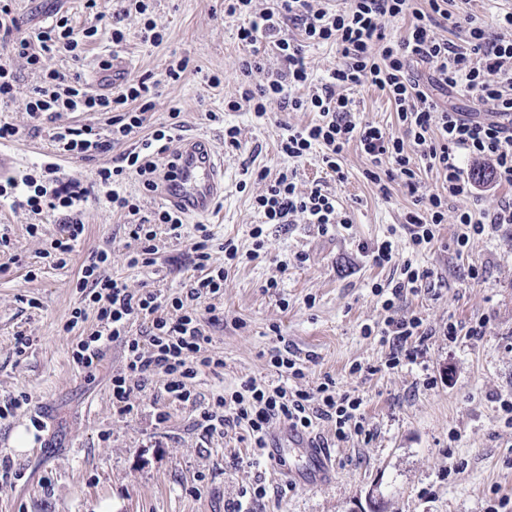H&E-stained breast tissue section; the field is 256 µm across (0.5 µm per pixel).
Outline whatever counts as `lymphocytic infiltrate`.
I'll return each instance as SVG.
<instances>
[{"mask_svg": "<svg viewBox=\"0 0 512 512\" xmlns=\"http://www.w3.org/2000/svg\"><path fill=\"white\" fill-rule=\"evenodd\" d=\"M95 9L94 25L78 29L68 16L39 31L35 38H17L14 0H0V103L9 101L16 92L18 75L14 60H23L26 67L40 76L39 85L31 91L27 110L37 120L54 121L62 112H108L112 126L109 140H102L93 126L67 128L54 132L57 150L68 157L85 158L118 144L132 135H140L139 146L120 153L112 167L97 171L100 183L108 185V203L113 212L130 217V235L141 247L129 260L130 265H153L156 250L155 225H166L173 238H181L184 222L173 211L161 209L144 217L133 198L121 188L126 177L138 179L144 190L157 189L155 179L157 156L165 154L181 127L178 112H171L166 128L147 131L148 98L153 91L146 80H125L115 91L95 94L88 90L80 74L56 68V55L68 54L73 62L82 59L83 47L93 38L100 21H108L113 43L125 39V20L131 13L144 15L143 41L157 45L163 34L154 20L148 19L146 0H117L114 7L98 8L97 0H88ZM227 15L243 16L238 29L240 41L252 46L249 57L242 60L243 81L240 97L228 101V111H238L242 104L252 107L256 118L268 115L270 104L284 112L309 111L317 119L303 127L284 125L278 142L279 153L301 160L321 151L322 162L337 179H344L340 158L347 145L358 143L372 165L368 176L380 193H387L389 182L401 181L413 198V207L405 215L413 250L426 249L447 216H454L458 232L454 242L457 252H464L476 239L505 224H512V199L502 200L493 209L474 210L465 206V199L474 196L477 182L465 159L488 165L496 185L512 186V96L502 87L512 84V40L488 33L484 26L469 23L465 45L440 38L436 30L452 18L448 0H428L427 9L413 7L412 0H351L349 7L330 12L315 7L313 0H278L275 9L254 12L252 0H224ZM412 14L414 23L400 39L388 38L385 22L403 14ZM302 31V42L288 36L289 27ZM266 42L278 51L282 66L267 71L266 59L255 46ZM333 44L344 62L323 78L310 97L293 95L292 89L306 85L310 73L305 62L304 43ZM433 65L435 84L442 89H463L472 98L489 105L485 116L445 108L432 97L425 86L412 76V63ZM266 73L264 82L254 84L253 73ZM368 83L384 91L394 105L404 136H396L376 122L353 121L352 102L344 88ZM413 140L416 152H408L406 140ZM389 161L390 169L379 174L378 166ZM436 171L440 188L426 194L420 190L421 170ZM23 204L33 215L46 212L65 214L63 235L53 240L54 257L64 258L72 252L75 242L85 231L82 221L71 218L70 211L81 193L77 184L60 183L47 186L24 179ZM456 210H449V202ZM254 207L263 224L253 228V238H260L266 224H284L295 215L316 225L319 232H328L336 222V199L323 183H313L306 192H299L295 176L281 173L274 183L255 197ZM106 252L89 253L81 268L77 286L85 292L88 306L77 309L74 320L95 315L99 331L80 337L72 351L74 363L93 371L99 366L105 347L120 343L124 350V367L112 378V400L120 414L134 410L130 402L133 393L143 391L150 376L165 378L164 390L171 398L184 404L198 405L192 384L205 372H217L224 360L212 350L193 303L218 295L224 288L225 269H218L195 279L187 294L145 290L134 294L122 281L101 275L99 269L107 262ZM433 271L405 261L397 280L387 286H375V294L384 298L389 315L380 328L365 327V335H377L388 344L389 368L412 360L411 338L426 340L429 331L418 317H395L391 311L406 294L416 293L432 284ZM141 322L140 335H133L129 326ZM270 366L278 384L243 381L239 390L219 394L206 405H198L195 426L204 436L223 435L225 427H244L255 457L265 455L268 428L281 420L296 430L312 432L318 422L335 427L337 441L366 434L362 413L363 399L359 394L336 390L332 377H324L309 389L289 390L288 380L305 376V366L299 359L279 352L272 356Z\"/></svg>", "mask_w": 512, "mask_h": 512, "instance_id": "1", "label": "lymphocytic infiltrate"}]
</instances>
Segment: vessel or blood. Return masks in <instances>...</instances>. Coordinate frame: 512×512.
<instances>
[{"instance_id": "b4317fda", "label": "vessel or blood", "mask_w": 512, "mask_h": 512, "mask_svg": "<svg viewBox=\"0 0 512 512\" xmlns=\"http://www.w3.org/2000/svg\"><path fill=\"white\" fill-rule=\"evenodd\" d=\"M129 67L126 58L112 56L106 68L96 74L95 89H112L118 75ZM173 168L160 182L156 196L173 210L197 217L214 213L218 200L224 195V157L214 144L204 138L187 137L180 140L173 153ZM302 449V467L289 470V477L307 485H318L329 474V460L311 436L289 427L270 438L268 449L272 462H280L282 446Z\"/></svg>"}]
</instances>
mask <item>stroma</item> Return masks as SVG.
<instances>
[{
  "mask_svg": "<svg viewBox=\"0 0 512 512\" xmlns=\"http://www.w3.org/2000/svg\"><path fill=\"white\" fill-rule=\"evenodd\" d=\"M18 13L27 17L24 36L46 27L54 13L67 15L74 27L89 26L93 15L86 0H19ZM149 13L164 34L159 45L143 42L142 21L131 16L126 39L113 44L108 27H100L83 53L84 77L98 71L111 55L129 60L128 78L158 82L149 112V129L168 125L180 110L184 132L210 138L224 155V198L207 225L214 235L211 265L224 266L225 240H233L243 255L230 268L222 295L212 306L223 320L206 325L214 350L224 358L219 373L200 376L194 389L198 402L229 393L254 378L271 380L272 355L290 349L307 366L300 388L324 376L339 392L357 391L371 438L337 442L334 427L319 423L314 434L329 449L336 476L324 486L289 483L276 467L299 463V451L285 448L281 464L253 461L246 432L225 428L209 438L196 429V407L173 402L164 392L162 376L135 393L131 415H119L112 403L113 375L121 372L124 355L111 344L96 371L74 364L72 349L79 337L98 328L95 317L66 331L75 309L84 307L76 287L78 271L90 251L105 250L111 262L107 276L120 279L129 291L145 288L162 293L183 292L195 270L190 238L195 222H184L182 239L156 225L158 262L130 267L126 256L138 244L128 235L127 220L106 204V188L94 174L111 166L125 144L87 159L60 155L52 140L54 126L92 124L104 127L97 113H60L56 122H39L26 110L28 96L38 85L36 75L24 74L15 98L0 104V122L16 126L20 136L6 148L17 154V179L80 180L87 195L75 211L85 224L66 266L55 265L45 250L59 236L62 217L43 214L38 234H30L27 210L0 202V403L25 393L27 410L0 420V462L17 478L0 480V512H99L111 502L112 512H228L243 488L263 484L267 497L252 502L251 512H487L495 496L512 499V427L505 425L498 400L512 397V224L456 253L454 220H447L427 249L413 252L404 215L412 205L406 189L391 183L380 197L366 178L370 164L357 145L342 159L344 180L322 164L318 155L299 162L277 152L282 123L304 126L313 112H283L271 107L268 119L255 120L249 108L225 111L238 95L236 69L249 50L237 37L238 18L224 12V0H150ZM189 57L194 70L176 83L164 82L173 56ZM356 120H371L402 134L395 108L370 84L346 91ZM219 120H211V113ZM239 130V148L224 145V129ZM296 170L299 191L313 182L325 184L336 197L339 223L319 233L303 217L289 224H262L252 207L263 189L258 171L275 179ZM263 225L265 250L249 259L254 247L250 230ZM392 237L391 265L374 266L365 246ZM431 269L437 280L396 303L399 315L416 316L432 334L413 361L398 368L385 366L388 347L363 334L365 326L383 322L386 312L373 284H387L405 261ZM484 278L473 281L471 267ZM489 318L480 338L449 341V323L466 325ZM27 336L32 346L18 353L16 339ZM376 367L372 376L351 373L354 364ZM166 421H158V412ZM41 417L44 431L35 446L16 453L13 431L30 427Z\"/></svg>",
  "mask_w": 512,
  "mask_h": 512,
  "instance_id": "35a3bbf8",
  "label": "stroma"
}]
</instances>
